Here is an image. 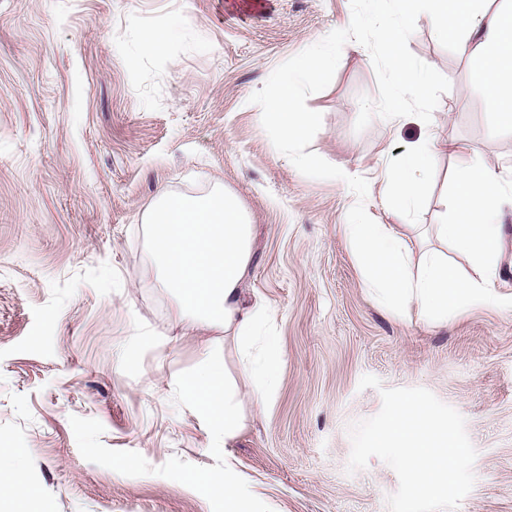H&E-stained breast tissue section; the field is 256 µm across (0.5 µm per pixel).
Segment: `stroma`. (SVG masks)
Returning <instances> with one entry per match:
<instances>
[{
  "label": "stroma",
  "mask_w": 512,
  "mask_h": 512,
  "mask_svg": "<svg viewBox=\"0 0 512 512\" xmlns=\"http://www.w3.org/2000/svg\"><path fill=\"white\" fill-rule=\"evenodd\" d=\"M350 20V0H0V438L15 450L0 471L29 488L26 512H224L216 477L248 512H388L387 464L346 472L349 425L381 408L358 387L366 374L464 416L477 458L457 512H512V272L493 284L502 305L442 324L380 307L343 229L354 194L303 176L249 102ZM149 31L165 34L160 50ZM409 48L451 84L432 134L511 176L512 133L458 43L422 15ZM363 95L376 74L353 42L307 99L323 116L311 151L366 178L368 214L414 254L441 248L454 159L439 155L396 218L380 175L424 129L376 117L355 132ZM218 188L254 226L245 298L269 306L282 346L261 410L234 341L179 321L149 247L163 195ZM207 341L245 416L228 441L183 389Z\"/></svg>",
  "instance_id": "35a3bbf8"
}]
</instances>
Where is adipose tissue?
Masks as SVG:
<instances>
[{
    "label": "adipose tissue",
    "mask_w": 512,
    "mask_h": 512,
    "mask_svg": "<svg viewBox=\"0 0 512 512\" xmlns=\"http://www.w3.org/2000/svg\"><path fill=\"white\" fill-rule=\"evenodd\" d=\"M429 22L456 38L475 62L472 78L498 99L500 128L512 130V0L493 9L475 11L472 0H434ZM456 160L447 207L449 222L436 225L439 240L468 253L471 272L449 276L442 253L425 251L412 265L410 250L395 225H345V234L366 271L376 301L401 311L416 305L434 322L470 305H493L492 282L501 274L505 239L511 227L512 181L493 170L467 145L447 143L435 136L407 144L394 166L382 174L397 215L414 205L423 178L442 152ZM152 246L166 287L172 288L181 309L193 321L224 328L243 354L255 405L273 389L281 355L279 339L261 334L269 309L244 300L243 282L249 272L253 226L230 196L214 192L205 197L165 196L150 216ZM207 413L217 434L233 437L243 417L230 402L224 357L206 347L203 365L186 383Z\"/></svg>",
    "instance_id": "1"
}]
</instances>
